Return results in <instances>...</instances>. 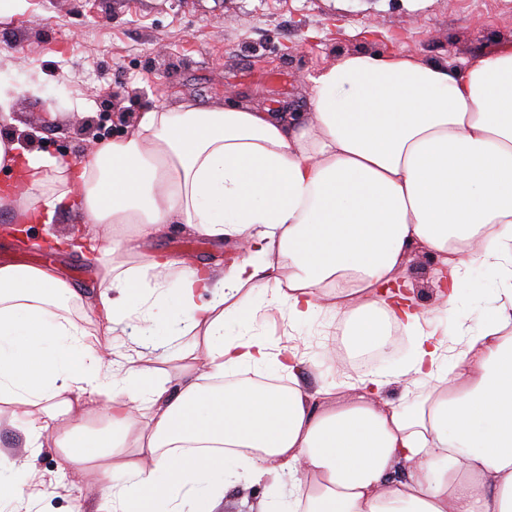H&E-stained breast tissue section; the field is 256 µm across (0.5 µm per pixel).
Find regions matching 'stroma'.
Segmentation results:
<instances>
[{
  "mask_svg": "<svg viewBox=\"0 0 512 512\" xmlns=\"http://www.w3.org/2000/svg\"><path fill=\"white\" fill-rule=\"evenodd\" d=\"M509 44L512 0H28L23 13L0 20V78L40 84L43 93L19 95L0 134L77 161L89 142L121 136L157 104L230 100L294 116L311 110L309 75L343 55L398 50L458 66ZM151 248L211 269L242 255L235 240L217 242L177 224ZM0 251L64 277L81 269L71 285L85 306L75 317L85 329L98 328L102 286L94 266L70 253L23 248L1 231ZM438 267L419 250L407 264L417 300L435 321L471 325L502 303L498 279L477 265L453 308L444 309L435 294ZM116 328L122 344L115 355H123L124 343H137L148 370L158 368L157 353L175 356L185 342L123 318ZM227 330L261 337L275 352L287 345L305 351L297 378L306 387L335 373L328 353L342 343L338 328L292 322L286 311L271 310ZM57 460L56 449H44L35 461L39 494L22 502L0 496V512H101L96 474H60Z\"/></svg>",
  "mask_w": 512,
  "mask_h": 512,
  "instance_id": "1",
  "label": "stroma"
}]
</instances>
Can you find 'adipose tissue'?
I'll return each instance as SVG.
<instances>
[{
    "label": "adipose tissue",
    "mask_w": 512,
    "mask_h": 512,
    "mask_svg": "<svg viewBox=\"0 0 512 512\" xmlns=\"http://www.w3.org/2000/svg\"><path fill=\"white\" fill-rule=\"evenodd\" d=\"M13 174L0 204L51 224L69 204L100 235L51 236L90 260L106 320L164 307L194 333L174 375L139 352L103 364L99 332L69 314L82 296L53 269L0 266V415L46 444L60 472L96 468L109 512H215L243 482L289 477L273 512H512V304L458 332L429 318L401 272L413 247L436 257L453 304L475 264L512 297V46L452 68L392 52L342 56L312 79V114L287 121L239 103L141 113L77 162L0 135ZM169 224L246 257L221 273L149 251ZM291 321L344 327L347 353L408 336L404 373L302 385L297 347L228 337L227 319L267 283ZM272 369L284 386L226 383ZM407 377V407L385 398Z\"/></svg>",
    "instance_id": "adipose-tissue-1"
}]
</instances>
